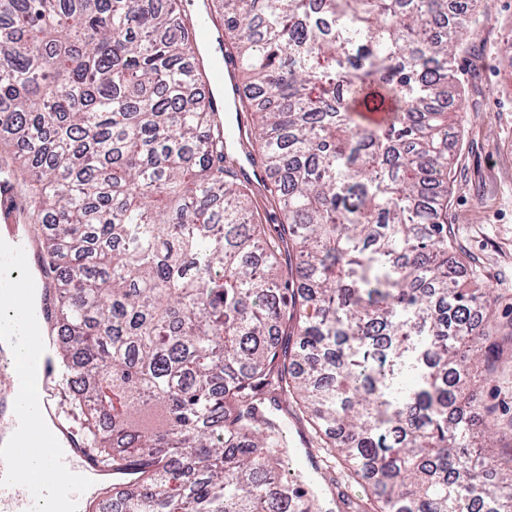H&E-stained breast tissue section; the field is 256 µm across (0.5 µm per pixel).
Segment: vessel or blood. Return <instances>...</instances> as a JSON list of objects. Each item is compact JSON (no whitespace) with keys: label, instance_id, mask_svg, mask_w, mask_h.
<instances>
[{"label":"vessel or blood","instance_id":"obj_1","mask_svg":"<svg viewBox=\"0 0 512 512\" xmlns=\"http://www.w3.org/2000/svg\"><path fill=\"white\" fill-rule=\"evenodd\" d=\"M209 0H199L191 25L193 37L202 47L197 54L195 66L204 84L216 121L224 120V114L233 100L239 99L242 88L237 78L238 62L229 53L216 50L215 44L222 38L219 27L210 23ZM228 141H238L246 124L244 120L225 122ZM0 229L7 231L15 244L23 248L29 268L38 269L39 247L23 222V207L13 178L0 177ZM38 325L45 342L46 350L40 357L37 368V386L41 410L54 422L53 433L64 450L67 468L76 474L99 478L96 489L86 491L78 499V512H95L104 492L111 490L107 470L101 468L94 456L78 435L72 424L62 423V412L58 396L65 381V374L56 360L58 347L57 323L52 308V295L49 289H42L39 307L36 311ZM0 366L9 368L8 401L0 404V445L5 444L18 427L14 412L13 398L19 392V379L14 374L12 352L0 347ZM32 505L29 491L21 486L0 487V512H28Z\"/></svg>","mask_w":512,"mask_h":512}]
</instances>
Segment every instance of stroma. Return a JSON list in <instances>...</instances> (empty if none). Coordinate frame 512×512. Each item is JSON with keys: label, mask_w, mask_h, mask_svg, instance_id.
I'll return each instance as SVG.
<instances>
[{"label": "stroma", "mask_w": 512, "mask_h": 512, "mask_svg": "<svg viewBox=\"0 0 512 512\" xmlns=\"http://www.w3.org/2000/svg\"><path fill=\"white\" fill-rule=\"evenodd\" d=\"M472 29L455 63L462 98L448 116L461 135L448 224L464 287L485 292L490 324L512 336V0H482ZM476 386L497 410L488 427L495 447H512V355Z\"/></svg>", "instance_id": "stroma-1"}]
</instances>
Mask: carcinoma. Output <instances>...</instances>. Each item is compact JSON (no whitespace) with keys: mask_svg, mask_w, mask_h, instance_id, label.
<instances>
[{"mask_svg":"<svg viewBox=\"0 0 512 512\" xmlns=\"http://www.w3.org/2000/svg\"><path fill=\"white\" fill-rule=\"evenodd\" d=\"M221 3L271 233L206 136L180 0H0V141L40 225L70 403L134 487L112 512H306L290 398L304 443L383 512H512V448H473L463 387L471 344L492 372L512 336L448 264V103L480 0ZM371 83L396 103L384 127L355 112Z\"/></svg>","mask_w":512,"mask_h":512,"instance_id":"cac0c4a2","label":"carcinoma"}]
</instances>
